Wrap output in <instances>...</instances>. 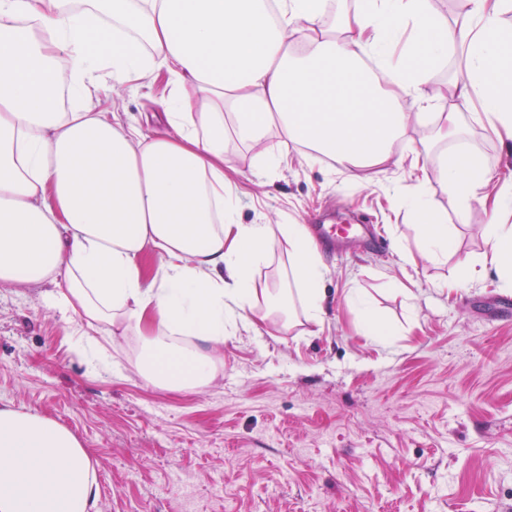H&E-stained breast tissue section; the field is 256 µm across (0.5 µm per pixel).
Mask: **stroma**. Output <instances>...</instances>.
<instances>
[{
  "instance_id": "stroma-1",
  "label": "stroma",
  "mask_w": 512,
  "mask_h": 512,
  "mask_svg": "<svg viewBox=\"0 0 512 512\" xmlns=\"http://www.w3.org/2000/svg\"><path fill=\"white\" fill-rule=\"evenodd\" d=\"M461 53L435 66L430 107L403 101L413 124L374 168H348L306 147L264 169L262 151L224 142L226 186L242 224H266L257 283L278 286L288 267L284 224H376L386 252L359 242L323 257L322 324L256 300L263 321L230 329L217 377L201 390H168L140 375L136 332L100 337L90 366L76 323L49 310L47 284L0 285V406L49 416L83 442L97 473V512H512V319L505 290L480 263L492 216L458 213L438 168L467 147L489 176L512 175V151L458 101L448 83ZM165 78L99 92L94 111L141 123L162 109ZM458 132L438 138L448 113ZM438 138L425 189L455 232L447 258H420L424 232L403 201L409 156ZM390 334L366 335L360 306Z\"/></svg>"
}]
</instances>
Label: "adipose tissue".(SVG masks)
Returning <instances> with one entry per match:
<instances>
[{
  "label": "adipose tissue",
  "mask_w": 512,
  "mask_h": 512,
  "mask_svg": "<svg viewBox=\"0 0 512 512\" xmlns=\"http://www.w3.org/2000/svg\"><path fill=\"white\" fill-rule=\"evenodd\" d=\"M512 0H460L455 20L430 0H361L326 26L330 0H0V284L49 283L48 308L110 335L135 331L149 381L201 389L215 378L228 328L255 324L252 266L266 224H240L224 185V133L247 145L270 133L269 170L292 147L379 167L406 131L401 101L424 103L435 63L463 53L462 103L480 100L492 133L512 144ZM413 24L403 61L390 46ZM115 48L97 52L102 36ZM76 101L62 111L60 73ZM166 74L153 126L107 120L87 104L107 85ZM458 212L512 209V177L491 182L477 157L439 170ZM425 229L422 255L447 257L453 232L423 189L406 201ZM290 273L306 319L321 321L323 264L307 228L286 224ZM483 266L512 287V225L490 223ZM154 249L157 277L138 258ZM100 488L78 437L58 421L0 407V512H94Z\"/></svg>",
  "instance_id": "adipose-tissue-1"
}]
</instances>
